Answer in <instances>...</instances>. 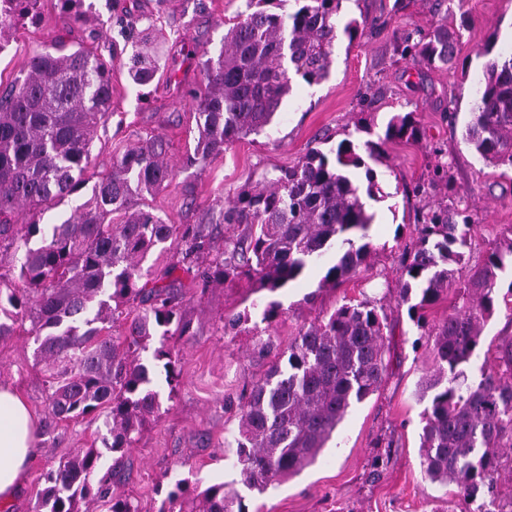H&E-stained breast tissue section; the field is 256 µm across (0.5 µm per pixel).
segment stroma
<instances>
[{
  "instance_id": "stroma-1",
  "label": "stroma",
  "mask_w": 512,
  "mask_h": 512,
  "mask_svg": "<svg viewBox=\"0 0 512 512\" xmlns=\"http://www.w3.org/2000/svg\"><path fill=\"white\" fill-rule=\"evenodd\" d=\"M106 23L104 43H123L128 31L161 29L167 43L189 38L199 48L218 52L224 23L243 7V0H121L120 22L110 19L108 0H93ZM37 20H23L0 50V82L27 72L33 53L50 49L57 38L68 48L87 43L88 31L64 14L57 0H40ZM367 16L373 25L351 39L339 34L328 78L317 85L294 80L269 131L227 145L223 155L188 164L197 136L190 94L199 70L181 55L166 52L155 80L138 86L119 65L112 68V114L98 129L91 147L92 169L107 172L112 157L126 146L153 135L166 141L167 160L175 170L168 187L152 206L170 224H198L209 212L223 209L228 198L262 185L276 169L296 165L310 150L329 152L346 138L380 144L370 160L380 188L369 202L374 214L369 240L374 248L368 266L340 288H320L324 263L276 292L258 288L242 275L223 287L199 293L183 288L182 314L191 333L171 339L180 376L175 388L159 384L160 409L144 426L124 457L115 489L136 498L142 512H158L176 480L188 488L223 482L242 491L249 512H480L481 500H467L456 490L431 483L419 456L423 413L418 382L433 361L417 341L448 314L447 304L433 308L424 324L410 317L399 298L404 272L400 254L414 235L418 213L444 202L470 208L476 241L494 238L512 227V172L500 176L486 166L462 139L470 119L472 87L482 76L489 56L512 49V0H343L338 23ZM447 20L459 32L453 66L432 69L420 62L404 63L394 53L396 34L428 29ZM414 113L424 137L421 142L384 141L389 119ZM448 166V185L429 186L426 195L409 192L427 180L436 164ZM502 299L486 325L481 347L496 350L512 337V274L499 283ZM381 299L393 328L394 358L379 391L349 410L317 462L295 477L264 491L243 490L235 467L233 434L235 404L268 369L274 353L261 351L272 339L286 347L298 332L345 302L362 297ZM278 302L282 314L267 323L262 308ZM238 318L235 329L224 321ZM34 339L20 332L0 343V385H10L28 402L38 421H45L48 385L34 361ZM102 419L86 416L64 422L37 437L30 461L12 502V512H35L36 492L43 476L76 449L87 447L103 433ZM392 437L382 450L377 441ZM385 455L380 480L369 477L371 462Z\"/></svg>"
}]
</instances>
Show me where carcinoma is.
Masks as SVG:
<instances>
[{
	"label": "carcinoma",
	"mask_w": 512,
	"mask_h": 512,
	"mask_svg": "<svg viewBox=\"0 0 512 512\" xmlns=\"http://www.w3.org/2000/svg\"><path fill=\"white\" fill-rule=\"evenodd\" d=\"M59 2L74 20L87 21L92 6L85 0ZM279 2L245 0L218 53L202 52L200 82L190 94L199 130L191 161L205 162L233 141L264 132L294 79L313 85L328 77L342 0H294L296 9L286 16L270 9ZM39 3L0 0V45L21 20L37 17ZM458 44L459 34L445 23L416 39L398 36L400 60L434 69L454 62ZM55 50L59 55L34 53L26 76L0 93V341L20 329L34 336L35 362L49 383L45 433L65 421L105 416L101 445L79 448L47 471L36 512H90L98 503L107 512H141L137 500L112 495L122 459L106 470L102 464L105 453L133 447L146 419L158 412L159 377L172 389L177 385V358L167 340L188 335L190 323L181 313L175 272L203 289L247 273L273 292L334 245L339 255L321 287L351 280L372 254L373 215L364 198H374L377 186L360 151L372 158L374 149L350 139L332 158L313 149L262 187L229 199L216 223L247 225L244 251L231 238L219 251L205 225L168 224L150 207L148 197L174 175L160 136L118 153L91 196L44 231L41 216L89 181L91 143L112 112V66L97 49ZM112 61L146 86L160 70L161 54L150 33L141 32L129 48L112 45ZM473 97L465 142L485 165L511 170L512 55L485 64ZM420 137L412 112L394 116L385 132L387 141ZM21 210L31 213L29 223H17ZM472 224L469 210L440 203L422 216L415 242L403 253L407 279L400 300L417 322L440 300L456 299L430 333L434 369L419 385L420 396H430L420 456L432 483L453 484L463 497L487 498L493 512H509L512 489L501 491L499 481L504 469L512 477V339L493 363H484L478 380L468 381L466 368L497 309L500 274L512 266V229L472 265ZM174 236L181 244L176 263L143 266ZM127 310L135 316L119 342L112 324ZM387 329L384 304L365 299L339 306L288 342L239 408L236 464L245 487L263 491L315 463L348 410L385 380ZM156 334L159 346L145 362L141 352ZM183 484L175 482L159 512H186ZM191 512L248 510L239 492L218 483L200 493Z\"/></svg>",
	"instance_id": "obj_1"
}]
</instances>
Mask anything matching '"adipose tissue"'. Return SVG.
I'll use <instances>...</instances> for the list:
<instances>
[{"label":"adipose tissue","mask_w":512,"mask_h":512,"mask_svg":"<svg viewBox=\"0 0 512 512\" xmlns=\"http://www.w3.org/2000/svg\"><path fill=\"white\" fill-rule=\"evenodd\" d=\"M36 423L28 403L0 385V501L9 502L36 453Z\"/></svg>","instance_id":"1"}]
</instances>
